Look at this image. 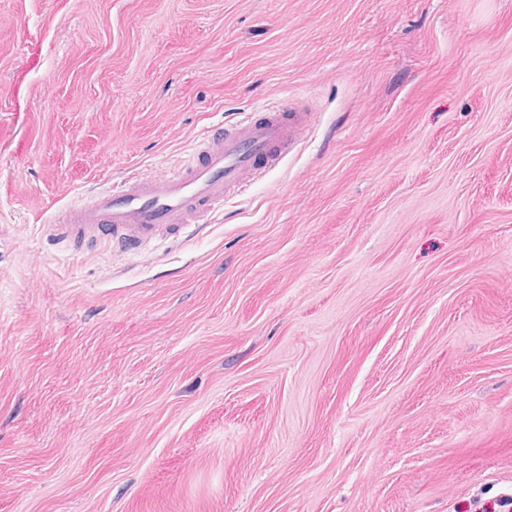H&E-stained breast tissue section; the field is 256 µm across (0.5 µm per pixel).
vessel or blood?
Listing matches in <instances>:
<instances>
[{
	"instance_id": "b4317fda",
	"label": "vessel or blood",
	"mask_w": 512,
	"mask_h": 512,
	"mask_svg": "<svg viewBox=\"0 0 512 512\" xmlns=\"http://www.w3.org/2000/svg\"><path fill=\"white\" fill-rule=\"evenodd\" d=\"M307 122V113L286 107L208 131L177 170L157 178L131 176L96 192L91 201H76L44 225V233L75 245L137 251L163 233L222 210L226 196L278 165Z\"/></svg>"
}]
</instances>
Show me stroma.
<instances>
[{
	"label": "stroma",
	"mask_w": 512,
	"mask_h": 512,
	"mask_svg": "<svg viewBox=\"0 0 512 512\" xmlns=\"http://www.w3.org/2000/svg\"><path fill=\"white\" fill-rule=\"evenodd\" d=\"M296 102L136 252L59 208ZM512 0H0V512H504Z\"/></svg>",
	"instance_id": "1"
}]
</instances>
